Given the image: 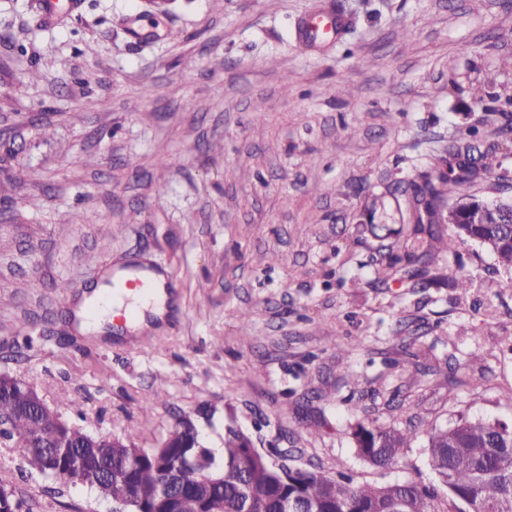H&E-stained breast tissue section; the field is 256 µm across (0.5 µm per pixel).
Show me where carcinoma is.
Masks as SVG:
<instances>
[{
  "label": "carcinoma",
  "instance_id": "obj_1",
  "mask_svg": "<svg viewBox=\"0 0 512 512\" xmlns=\"http://www.w3.org/2000/svg\"><path fill=\"white\" fill-rule=\"evenodd\" d=\"M478 131L465 143L448 145L434 164L404 180L397 191L408 204L402 247L388 246L382 270L411 288L433 281L432 264L470 241L488 251L498 267L512 275V232L505 224H452L447 213L480 208L487 200L463 196L460 186L476 178H501V171L481 150ZM414 428L382 427L359 422L351 429L357 454L374 466L400 463L416 438ZM0 439L23 442L29 473L57 477L68 460L81 463L84 486L112 499L101 483L107 473L125 489L124 503L112 512H166L158 500L159 464L197 455L198 466L222 476L206 492L209 512H284L293 502L304 512H512V424L461 417L446 428L426 432V451L434 482L402 481L356 484L349 477L328 476L317 469H276L267 455L249 447L251 440L233 428L224 433L220 454L174 426L165 448H141L125 435L112 439L88 434L79 425L20 387L14 376L0 373Z\"/></svg>",
  "mask_w": 512,
  "mask_h": 512
}]
</instances>
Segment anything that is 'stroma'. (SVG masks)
<instances>
[{
	"label": "stroma",
	"mask_w": 512,
	"mask_h": 512,
	"mask_svg": "<svg viewBox=\"0 0 512 512\" xmlns=\"http://www.w3.org/2000/svg\"><path fill=\"white\" fill-rule=\"evenodd\" d=\"M60 2L50 21L0 0V373L92 434L154 448L188 416L204 447L233 426L357 483L433 479L421 435L397 466L364 462L358 421L512 423V277L466 242L437 271L471 276L468 298L382 281L364 229L406 223L396 183L465 128L512 170L505 117L470 97L512 98V0ZM340 3L345 29L302 41ZM141 263L169 313L142 339L81 332L85 289ZM0 485L31 512H112L12 441Z\"/></svg>",
	"instance_id": "35a3bbf8"
}]
</instances>
